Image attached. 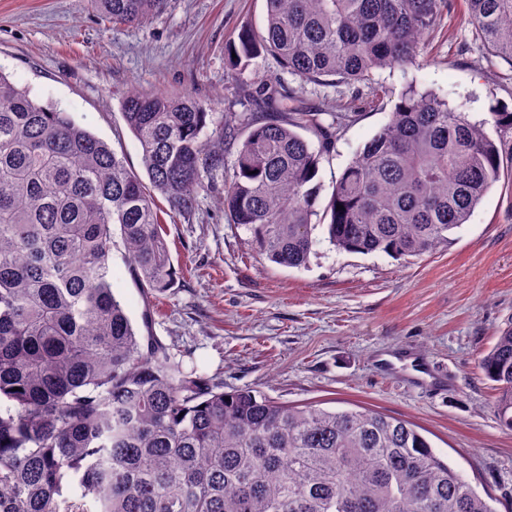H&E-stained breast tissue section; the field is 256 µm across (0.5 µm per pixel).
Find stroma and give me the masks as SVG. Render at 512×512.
<instances>
[{
	"label": "stroma",
	"mask_w": 512,
	"mask_h": 512,
	"mask_svg": "<svg viewBox=\"0 0 512 512\" xmlns=\"http://www.w3.org/2000/svg\"><path fill=\"white\" fill-rule=\"evenodd\" d=\"M454 6L423 66L377 73L391 90L383 106L350 104V122L320 160V203L408 83L447 96L473 121L512 109V64L485 55L464 0ZM265 14V0H171L148 23L115 25L93 0H0V71L69 112L137 172L140 147L122 115L133 89L214 102L218 122L233 111L243 78L277 76L319 102L312 85L280 73L270 57L242 73L229 66L227 44L241 29L263 28ZM155 203L173 287L144 295L121 247L112 249L113 289L133 323L149 319L173 353L225 390L409 421L497 512H512V430L500 422L496 383L478 366L512 317L511 169L448 247L399 261L339 251L320 225L306 266L283 267L260 254L214 197L201 195L190 221L163 198Z\"/></svg>",
	"instance_id": "stroma-1"
}]
</instances>
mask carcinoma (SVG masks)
Returning <instances> with one entry per match:
<instances>
[{
  "instance_id": "1",
  "label": "carcinoma",
  "mask_w": 512,
  "mask_h": 512,
  "mask_svg": "<svg viewBox=\"0 0 512 512\" xmlns=\"http://www.w3.org/2000/svg\"><path fill=\"white\" fill-rule=\"evenodd\" d=\"M95 2L126 24L170 0ZM265 2L263 31L244 28L229 47L234 69L267 55L305 84L363 85L372 104L389 95L374 73L416 64L453 6ZM465 2L484 50L512 63V0ZM234 97L270 111L217 125L207 102L132 90L122 109L143 179L0 72V512H495L412 423L226 391L141 333L116 297V236L144 294L173 286L156 193L187 220L213 194L269 261L308 262L319 160L351 115L311 110L262 76ZM485 126L408 85L337 178L323 208L329 242L396 260L448 246L500 179ZM480 368L512 429V319Z\"/></svg>"
}]
</instances>
